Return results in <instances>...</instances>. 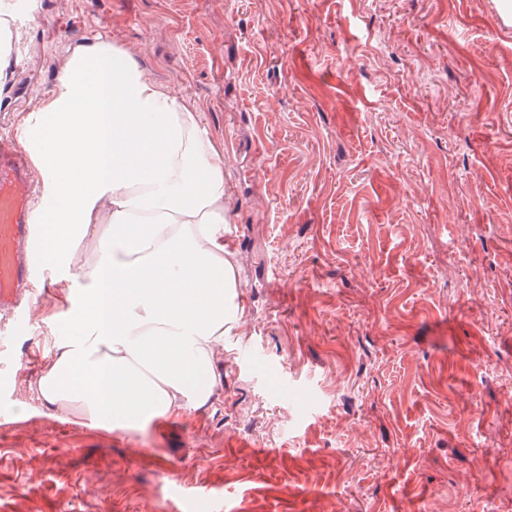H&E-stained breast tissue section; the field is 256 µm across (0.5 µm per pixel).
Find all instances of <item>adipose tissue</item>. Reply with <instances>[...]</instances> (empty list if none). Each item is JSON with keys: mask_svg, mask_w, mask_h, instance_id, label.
<instances>
[{"mask_svg": "<svg viewBox=\"0 0 512 512\" xmlns=\"http://www.w3.org/2000/svg\"><path fill=\"white\" fill-rule=\"evenodd\" d=\"M17 129L41 179L40 259L59 283L34 320L63 334L30 401L12 399L9 374L0 405L124 437L207 404L246 313L224 158L200 113L97 36Z\"/></svg>", "mask_w": 512, "mask_h": 512, "instance_id": "adipose-tissue-1", "label": "adipose tissue"}]
</instances>
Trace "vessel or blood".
<instances>
[{
  "label": "vessel or blood",
  "mask_w": 512,
  "mask_h": 512,
  "mask_svg": "<svg viewBox=\"0 0 512 512\" xmlns=\"http://www.w3.org/2000/svg\"><path fill=\"white\" fill-rule=\"evenodd\" d=\"M36 232L33 183L24 155L0 139V313L16 322L26 317V288L48 275L33 255Z\"/></svg>",
  "instance_id": "vessel-or-blood-1"
}]
</instances>
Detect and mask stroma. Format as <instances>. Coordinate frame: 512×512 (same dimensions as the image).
Returning a JSON list of instances; mask_svg holds the SVG:
<instances>
[{"instance_id": "obj_1", "label": "stroma", "mask_w": 512, "mask_h": 512, "mask_svg": "<svg viewBox=\"0 0 512 512\" xmlns=\"http://www.w3.org/2000/svg\"><path fill=\"white\" fill-rule=\"evenodd\" d=\"M20 35L0 128L98 35L200 112L248 319L188 416L0 420V512H512L499 0H37ZM51 341L11 328L14 398Z\"/></svg>"}]
</instances>
